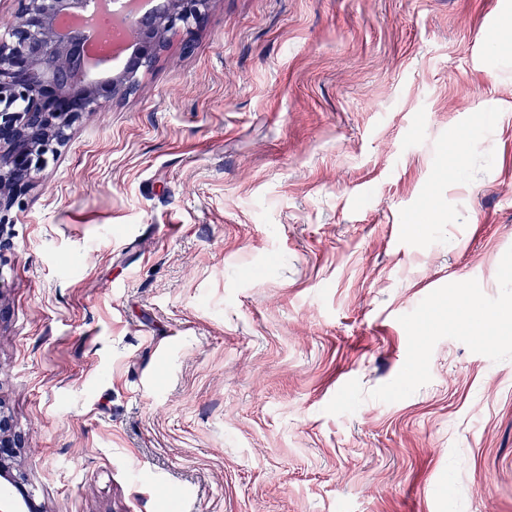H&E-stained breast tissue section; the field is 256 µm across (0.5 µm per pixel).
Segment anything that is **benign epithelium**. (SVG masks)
<instances>
[{
    "instance_id": "obj_1",
    "label": "benign epithelium",
    "mask_w": 512,
    "mask_h": 512,
    "mask_svg": "<svg viewBox=\"0 0 512 512\" xmlns=\"http://www.w3.org/2000/svg\"><path fill=\"white\" fill-rule=\"evenodd\" d=\"M85 0H18L8 39L0 41V214L8 213L33 186L49 157L69 140L88 113L105 108L139 82L172 34L192 48L213 0H158L159 6L129 20L131 50L127 65L95 81L84 78V41L62 37L56 20L78 13ZM11 422L0 414V477L14 491L0 496V512H41L14 470Z\"/></svg>"
}]
</instances>
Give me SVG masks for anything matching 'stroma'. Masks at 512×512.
Instances as JSON below:
<instances>
[{
	"instance_id": "obj_1",
	"label": "stroma",
	"mask_w": 512,
	"mask_h": 512,
	"mask_svg": "<svg viewBox=\"0 0 512 512\" xmlns=\"http://www.w3.org/2000/svg\"><path fill=\"white\" fill-rule=\"evenodd\" d=\"M509 19L214 0L72 129L0 230L43 512H512Z\"/></svg>"
}]
</instances>
